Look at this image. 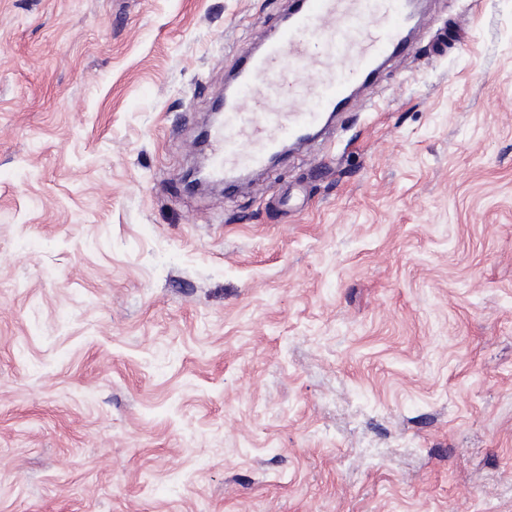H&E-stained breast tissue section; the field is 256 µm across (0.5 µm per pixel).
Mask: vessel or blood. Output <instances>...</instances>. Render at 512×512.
Listing matches in <instances>:
<instances>
[{
    "label": "vessel or blood",
    "instance_id": "vessel-or-blood-1",
    "mask_svg": "<svg viewBox=\"0 0 512 512\" xmlns=\"http://www.w3.org/2000/svg\"><path fill=\"white\" fill-rule=\"evenodd\" d=\"M424 18L422 0H294L224 81V120L208 140L213 179L237 187L283 146H303L334 113L360 104L413 50Z\"/></svg>",
    "mask_w": 512,
    "mask_h": 512
}]
</instances>
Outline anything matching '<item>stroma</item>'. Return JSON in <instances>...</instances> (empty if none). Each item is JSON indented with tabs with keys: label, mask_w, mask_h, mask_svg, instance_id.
Wrapping results in <instances>:
<instances>
[{
	"label": "stroma",
	"mask_w": 512,
	"mask_h": 512,
	"mask_svg": "<svg viewBox=\"0 0 512 512\" xmlns=\"http://www.w3.org/2000/svg\"><path fill=\"white\" fill-rule=\"evenodd\" d=\"M290 4L0 0V512H512V0L187 190Z\"/></svg>",
	"instance_id": "35a3bbf8"
}]
</instances>
